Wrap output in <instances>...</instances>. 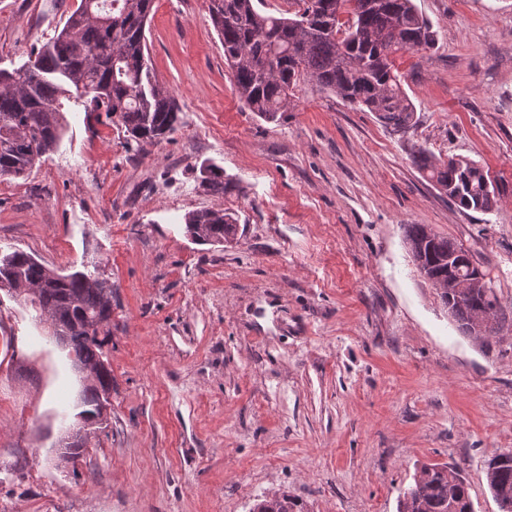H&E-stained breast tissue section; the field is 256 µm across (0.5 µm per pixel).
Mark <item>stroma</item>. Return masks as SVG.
I'll return each mask as SVG.
<instances>
[{"label": "stroma", "instance_id": "35a3bbf8", "mask_svg": "<svg viewBox=\"0 0 512 512\" xmlns=\"http://www.w3.org/2000/svg\"><path fill=\"white\" fill-rule=\"evenodd\" d=\"M415 3L437 40L395 61L407 134L305 80L265 120L235 91L207 0H156L147 46L175 132L140 145L73 101L56 150L0 179V253L112 286V393L85 431L73 356L0 290V512H249L274 493L305 512H398L425 463L499 512L485 462L512 451V321L463 335L406 229L469 250L512 313V0ZM77 4L0 0V69ZM417 147L477 161L496 207L453 205ZM204 163L236 191L204 189ZM204 209L237 214L235 243L190 236L185 215ZM78 431L83 457L59 465Z\"/></svg>", "mask_w": 512, "mask_h": 512}]
</instances>
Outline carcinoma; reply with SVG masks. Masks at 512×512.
Listing matches in <instances>:
<instances>
[{
    "label": "carcinoma",
    "instance_id": "obj_1",
    "mask_svg": "<svg viewBox=\"0 0 512 512\" xmlns=\"http://www.w3.org/2000/svg\"><path fill=\"white\" fill-rule=\"evenodd\" d=\"M257 0H209L212 24L224 48L235 90L252 112L267 120L288 111L293 89L305 77L321 89L374 113L395 133L416 125L415 106L405 90L395 57L431 48L436 35L414 0H367L356 11L353 0H314L310 16L259 10ZM155 0H79L51 41L13 71L0 70V177L24 178L57 148L64 131L63 99L74 92L87 111L118 118L136 143H154L172 134L179 109L169 89L156 80L146 60L145 26ZM344 29L338 41L331 29ZM413 164L442 187L459 208L489 212L497 195L478 164L465 157L431 160L424 148ZM201 184L215 194L236 185L214 165L200 167ZM237 223L226 210H200L185 216L198 241L224 242L226 225ZM410 250L431 246L428 275L446 288L441 299L465 292L460 284L478 268L455 241L411 224ZM83 272L60 275L31 254L15 250L0 258V286L30 303L38 318L66 332V346L86 370L84 421L100 424L109 402L111 370L104 347L112 335V288H99ZM461 325L480 323L482 338L495 336L506 315L493 287L478 288L454 313ZM486 479L493 497L512 498V455H494ZM286 494L255 500L250 512H301ZM398 512H473L462 479H448V466L427 464L399 500Z\"/></svg>",
    "mask_w": 512,
    "mask_h": 512
}]
</instances>
